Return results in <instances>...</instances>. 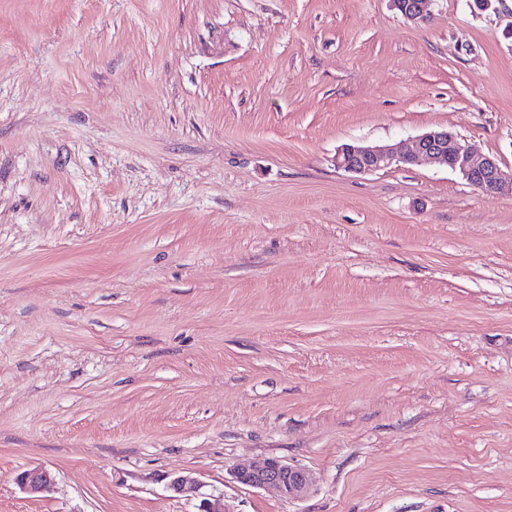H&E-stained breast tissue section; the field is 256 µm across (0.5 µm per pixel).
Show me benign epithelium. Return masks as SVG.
Wrapping results in <instances>:
<instances>
[{
  "label": "benign epithelium",
  "mask_w": 512,
  "mask_h": 512,
  "mask_svg": "<svg viewBox=\"0 0 512 512\" xmlns=\"http://www.w3.org/2000/svg\"><path fill=\"white\" fill-rule=\"evenodd\" d=\"M390 2L413 26L419 27L429 19L428 0ZM422 158H433L447 164L488 198L512 196V171L504 170L495 157L475 155L469 147L456 142L446 129L432 130L392 144H346L337 151L334 162L337 168L347 172L368 173L394 164H415ZM233 478L252 488L275 487L290 498L302 497L312 484L310 472L273 457L233 471ZM15 482L27 494L44 495L52 491L54 475L46 468L37 467L20 472ZM170 488L177 494L195 497L201 482L191 475H178L171 480Z\"/></svg>",
  "instance_id": "obj_1"
}]
</instances>
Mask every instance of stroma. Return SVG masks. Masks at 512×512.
<instances>
[{"label": "stroma", "mask_w": 512, "mask_h": 512, "mask_svg": "<svg viewBox=\"0 0 512 512\" xmlns=\"http://www.w3.org/2000/svg\"><path fill=\"white\" fill-rule=\"evenodd\" d=\"M429 10L0 0V512H512V196L334 163L512 170V0ZM390 2L392 7L413 26L419 27L429 19L428 0H390ZM421 158L446 163L487 198L512 196V171H505L495 157L476 156L469 147L456 142L448 129L432 130L392 144H346L337 151L334 162L347 172L368 173L393 164H415ZM233 478L252 488L275 487L290 498H300L312 484L307 470L292 467L273 457L263 458L248 468L233 471ZM15 482L27 494L44 495L52 491L55 480L50 470L37 467L20 472Z\"/></svg>", "instance_id": "35a3bbf8"}]
</instances>
